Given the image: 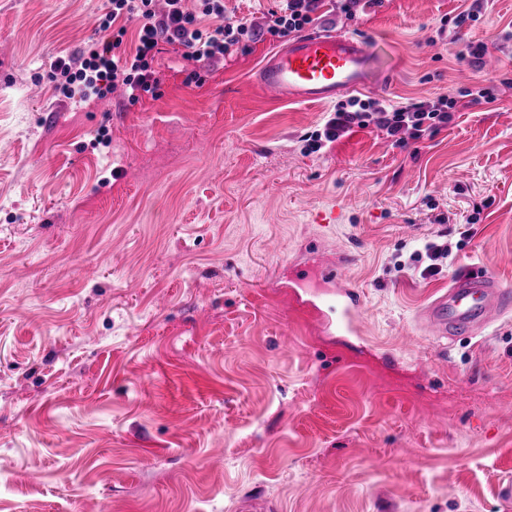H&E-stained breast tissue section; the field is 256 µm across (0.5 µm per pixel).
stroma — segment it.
Returning a JSON list of instances; mask_svg holds the SVG:
<instances>
[{
  "instance_id": "35a3bbf8",
  "label": "stroma",
  "mask_w": 512,
  "mask_h": 512,
  "mask_svg": "<svg viewBox=\"0 0 512 512\" xmlns=\"http://www.w3.org/2000/svg\"><path fill=\"white\" fill-rule=\"evenodd\" d=\"M107 5L0 0V512H512V311L418 318L477 271L512 288V86L403 147L371 125L312 152L335 106L258 87L268 37L198 87L163 45L156 99L59 96ZM466 6L325 0L314 27L370 39L362 95L398 105L471 86L467 43L512 56V0L447 31ZM339 264L357 336L316 322ZM427 257L433 263L429 264L425 270V275H436L440 272V266L443 265L444 261L448 260L452 251L448 247V241L444 243L432 242L426 245Z\"/></svg>"
}]
</instances>
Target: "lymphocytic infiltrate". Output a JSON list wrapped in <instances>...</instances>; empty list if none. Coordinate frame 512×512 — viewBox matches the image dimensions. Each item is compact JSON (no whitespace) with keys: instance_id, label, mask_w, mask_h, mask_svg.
<instances>
[{"instance_id":"f902f5d3","label":"lymphocytic infiltrate","mask_w":512,"mask_h":512,"mask_svg":"<svg viewBox=\"0 0 512 512\" xmlns=\"http://www.w3.org/2000/svg\"><path fill=\"white\" fill-rule=\"evenodd\" d=\"M156 0H109V10L100 22L109 38L96 41L79 55L58 59L52 72L56 93L82 101L102 100L117 87H124L129 101H138L141 93H157L159 80L152 68L161 44H176L191 67L185 85L202 84L199 63H210L228 55L243 38L265 33L285 38L303 30L314 21L322 0H283L282 6L269 12L263 26L249 18L227 20L224 0H163V11H156ZM136 24L134 44L125 38L129 24ZM498 79L476 77L472 87L452 90L431 101L405 105H386L378 100L358 97L338 103L321 130L310 136L311 150L337 140L353 127L376 125L394 144L406 138L420 139L445 126L463 102L496 101Z\"/></svg>"}]
</instances>
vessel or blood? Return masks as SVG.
<instances>
[{
  "label": "vessel or blood",
  "instance_id": "vessel-or-blood-1",
  "mask_svg": "<svg viewBox=\"0 0 512 512\" xmlns=\"http://www.w3.org/2000/svg\"><path fill=\"white\" fill-rule=\"evenodd\" d=\"M375 51L366 37L349 32H308L277 48L260 70L259 85L268 93L309 104L334 102L363 90L368 62ZM332 298L340 314L337 324L358 330L360 295L350 288L341 269L328 268ZM512 310V290L488 274L455 280L434 298L423 313L427 326L439 336L474 335L501 312Z\"/></svg>",
  "mask_w": 512,
  "mask_h": 512
}]
</instances>
